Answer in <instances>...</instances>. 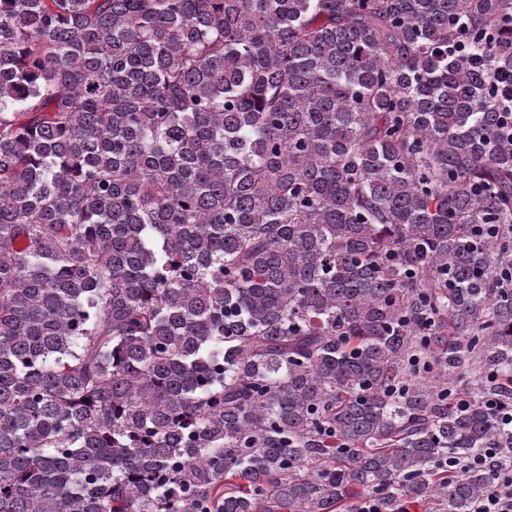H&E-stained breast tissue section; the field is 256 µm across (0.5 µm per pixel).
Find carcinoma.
Masks as SVG:
<instances>
[{
  "label": "carcinoma",
  "mask_w": 512,
  "mask_h": 512,
  "mask_svg": "<svg viewBox=\"0 0 512 512\" xmlns=\"http://www.w3.org/2000/svg\"><path fill=\"white\" fill-rule=\"evenodd\" d=\"M502 70L512 0H0V512H472Z\"/></svg>",
  "instance_id": "obj_1"
}]
</instances>
